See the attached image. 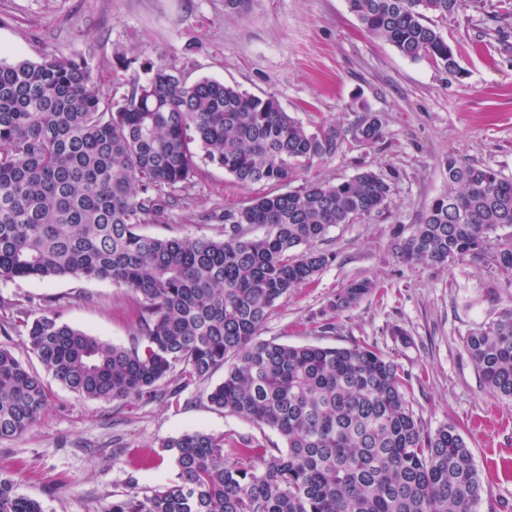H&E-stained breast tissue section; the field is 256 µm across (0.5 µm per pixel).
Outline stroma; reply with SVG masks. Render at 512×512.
<instances>
[{
    "label": "stroma",
    "mask_w": 512,
    "mask_h": 512,
    "mask_svg": "<svg viewBox=\"0 0 512 512\" xmlns=\"http://www.w3.org/2000/svg\"><path fill=\"white\" fill-rule=\"evenodd\" d=\"M461 74L402 57L368 35L347 0H251L228 16L224 0H0V62L54 55L87 61L102 91L120 99L125 74L148 64L178 69L187 81L216 78L249 93L274 95L308 129L351 123L361 109L379 113L382 140L345 142L341 152L299 172L293 188L339 182L370 169L390 178L386 207L332 228L319 250L332 261L312 282L276 304L264 340L301 346L376 347L409 375L406 398L428 430L457 425L487 485L481 512L512 507V403L491 396L464 339L512 300V277L459 261L405 263L391 249L399 227L448 189L445 159L456 154L512 177V0H466L439 21ZM241 186L222 168L200 162L185 207L145 233L213 237L225 211L273 192ZM375 282L355 307L329 303L350 282ZM0 301L61 322L103 341H134V300L109 280L0 281ZM333 331H324L325 323ZM207 384L170 400L101 401L52 385L39 421L0 442V474L46 512H101L112 499L176 478L164 441L187 432L250 435L281 445L266 426L213 409Z\"/></svg>",
    "instance_id": "obj_1"
}]
</instances>
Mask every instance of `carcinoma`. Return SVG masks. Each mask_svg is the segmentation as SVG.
<instances>
[{
  "mask_svg": "<svg viewBox=\"0 0 512 512\" xmlns=\"http://www.w3.org/2000/svg\"><path fill=\"white\" fill-rule=\"evenodd\" d=\"M365 31L405 58L461 73L432 18L464 0H347ZM115 102L86 61L47 56L0 63V280L110 279L135 300L129 348L43 314L0 321L17 330L62 387L103 401L176 396L224 368L207 392L217 410L274 429L285 447L205 431L163 443L177 480L131 491L103 512H480L487 487L453 425L425 430L406 398L408 375L374 347L291 346L259 339L275 304L331 260L312 248L338 224L380 212L389 178L363 170L337 183L267 193L224 212L218 239L142 228L178 206L199 159L245 185H289L299 168L336 156L346 139L384 136L363 109L348 126L306 129L273 95L211 78L188 82L151 65ZM448 191L419 223L394 231L406 263L469 260L512 275V178L448 155ZM266 229L251 236L252 228ZM358 280L330 303L352 308ZM489 394L512 401V306L465 339ZM176 374L167 392L159 383ZM43 379L0 345V440L45 411ZM0 512H45L0 475Z\"/></svg>",
  "mask_w": 512,
  "mask_h": 512,
  "instance_id": "carcinoma-1",
  "label": "carcinoma"
}]
</instances>
